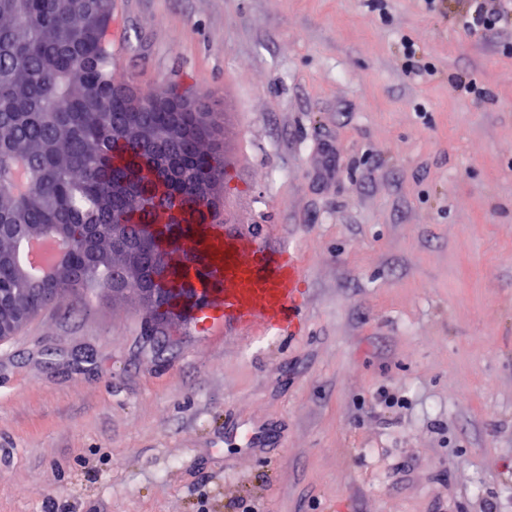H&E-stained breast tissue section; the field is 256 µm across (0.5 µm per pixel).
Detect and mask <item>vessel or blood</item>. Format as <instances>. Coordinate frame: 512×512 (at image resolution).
<instances>
[{"label": "vessel or blood", "instance_id": "1", "mask_svg": "<svg viewBox=\"0 0 512 512\" xmlns=\"http://www.w3.org/2000/svg\"><path fill=\"white\" fill-rule=\"evenodd\" d=\"M214 244L223 259L199 286L204 300L192 310L198 326L295 328L306 283L300 262L251 237L218 236Z\"/></svg>", "mask_w": 512, "mask_h": 512}]
</instances>
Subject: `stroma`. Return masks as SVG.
<instances>
[{
  "label": "stroma",
  "mask_w": 512,
  "mask_h": 512,
  "mask_svg": "<svg viewBox=\"0 0 512 512\" xmlns=\"http://www.w3.org/2000/svg\"><path fill=\"white\" fill-rule=\"evenodd\" d=\"M478 7L113 0L114 80L212 94L219 226L298 257L301 325L43 310L0 341V512H512V28Z\"/></svg>",
  "instance_id": "stroma-1"
}]
</instances>
